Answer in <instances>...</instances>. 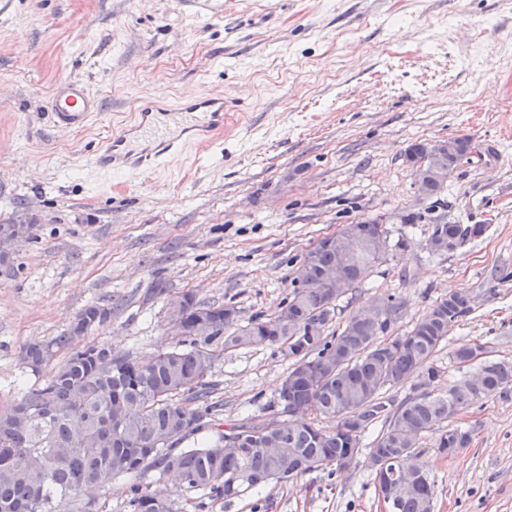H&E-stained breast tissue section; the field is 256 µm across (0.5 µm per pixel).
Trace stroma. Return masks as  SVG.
Returning <instances> with one entry per match:
<instances>
[{
	"label": "stroma",
	"mask_w": 512,
	"mask_h": 512,
	"mask_svg": "<svg viewBox=\"0 0 512 512\" xmlns=\"http://www.w3.org/2000/svg\"><path fill=\"white\" fill-rule=\"evenodd\" d=\"M66 80L101 104L80 129L47 116ZM158 93L174 106L234 101L209 158L178 153L121 182L89 167ZM457 136L473 157L438 196L422 194L407 148ZM435 215L487 231L431 255ZM364 219L407 247L358 303L395 294L406 330L441 297L474 299L435 356L436 391L468 375L451 360L460 344L512 361V279L496 277L512 272V0H0V224L27 227L0 262V410L38 382L21 346L60 335L85 306L112 311L90 341L146 358L177 342L167 296L235 306L243 322L275 314L302 256ZM290 366L271 347L220 357L222 423L261 413ZM452 424L470 435L454 458L431 436L417 450L434 512H512V400H481ZM141 482L174 512H389L362 456L228 504L153 472Z\"/></svg>",
	"instance_id": "1"
}]
</instances>
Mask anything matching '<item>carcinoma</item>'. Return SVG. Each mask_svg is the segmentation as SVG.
Listing matches in <instances>:
<instances>
[{
	"label": "carcinoma",
	"mask_w": 512,
	"mask_h": 512,
	"mask_svg": "<svg viewBox=\"0 0 512 512\" xmlns=\"http://www.w3.org/2000/svg\"><path fill=\"white\" fill-rule=\"evenodd\" d=\"M449 142L440 152L417 151L414 163L425 172L439 167L453 172L472 144L466 136ZM361 225L368 228L367 241L357 250L351 292L406 246L404 238L391 241L389 229L377 220ZM486 229L435 218L425 247L440 254ZM337 255L334 241L300 260L288 294V317L294 320L288 328L276 316L241 324L234 306L185 293L170 298L185 302L184 339L147 359L114 353L105 344L78 346L112 314L96 304L82 309L62 334L23 345L19 360L35 374L60 353L69 355L0 413V512H53L59 496L73 499L78 512H91L95 491L121 478L129 480L128 512H173L163 491L137 478L149 471L172 476L188 491L229 502L250 488L318 471L342 472L365 447L376 483H395L397 473L412 475V489L393 495L390 512H433L434 482L414 463L420 440L437 433L444 458L468 447L469 434L450 421L481 399L511 398L512 362L488 361L476 377L434 393L440 370L433 358L448 340L450 325L471 311L470 298L458 293L441 298L403 333L396 332L401 303L390 293L339 322L341 296L325 287ZM259 346L293 359L277 415L247 417L222 430L213 424L218 405L207 376L221 353ZM484 354L482 346L462 344L453 358L468 365ZM413 375L419 382L403 398L391 394ZM319 417L335 425L323 428ZM269 420L279 424L273 437L284 441L288 454L264 445ZM375 428L374 439L363 443ZM209 429L215 434L198 443L196 436Z\"/></svg>",
	"instance_id": "cac0c4a2"
}]
</instances>
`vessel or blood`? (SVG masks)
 <instances>
[{"label":"vessel or blood","mask_w":512,"mask_h":512,"mask_svg":"<svg viewBox=\"0 0 512 512\" xmlns=\"http://www.w3.org/2000/svg\"><path fill=\"white\" fill-rule=\"evenodd\" d=\"M54 125L77 128L84 126L97 112L94 95L82 84L63 82L48 101ZM170 103L159 95L141 102L133 126L115 133L90 156L94 168L119 175H133L160 166L166 157L187 145L207 151L224 139V98L209 95L186 105L190 119L181 134L170 137L153 125L154 113L166 112Z\"/></svg>","instance_id":"vessel-or-blood-1"}]
</instances>
